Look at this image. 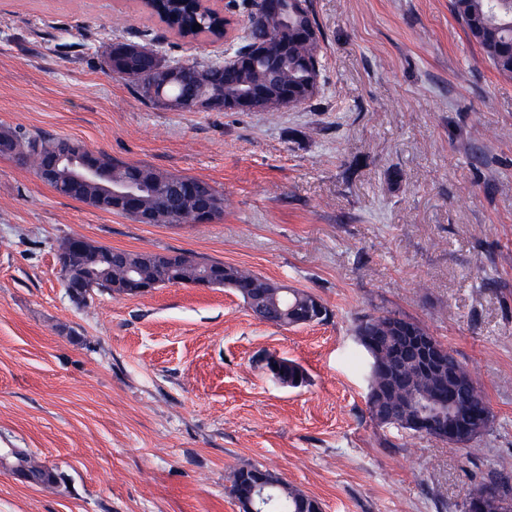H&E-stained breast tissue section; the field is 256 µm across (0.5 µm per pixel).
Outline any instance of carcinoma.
Instances as JSON below:
<instances>
[{
  "label": "carcinoma",
  "instance_id": "carcinoma-1",
  "mask_svg": "<svg viewBox=\"0 0 512 512\" xmlns=\"http://www.w3.org/2000/svg\"><path fill=\"white\" fill-rule=\"evenodd\" d=\"M288 3V23H281L267 13L265 0H243L247 13L244 44L235 50L253 58L251 65L237 66L228 61L190 64L185 74H174L152 67V53L141 52L133 63L118 61L110 70L130 79L140 97L155 105L162 97L169 101V109L195 112L201 98L225 100L241 92L260 88L264 91V112L281 109V94L297 97L299 105L312 101L319 91L320 61L319 34L308 0H285ZM152 6L164 14L168 24L187 34L196 27L209 29L217 20L198 9L193 0H154ZM451 8L467 34L479 47L484 57L501 75L512 76V27L504 19L512 18V0H452ZM19 137L30 144L26 166L39 172L52 163L54 149L63 142L59 137L21 133ZM95 160L112 168V173L134 183H144L146 196L140 203V214L150 217L154 224H191L194 221L196 199L183 195L177 201L169 193L184 182H193L206 196L211 208L224 213V194L209 182L187 176H176L153 167L127 165L115 162L104 153ZM60 194L87 203L97 209L112 212L93 185L63 186ZM76 264L105 271L103 285L116 295H136L143 288H155L167 283L187 284L199 278L206 268L186 261L183 255L166 261L161 254L147 251L115 250L80 241L75 254ZM223 270L217 279L224 287V279L234 282V290L245 297L265 287L267 279L249 276L235 266L209 262ZM316 299L307 291L293 289L282 302V309L291 306H315ZM354 333L358 345L367 356L368 391L366 406L369 418L380 427L382 412L390 411L397 418V427L415 436L436 437L439 427L425 423L410 402L427 391L453 393L454 411L450 422L459 430L482 428L487 432L493 424L488 402L469 371L442 345L438 357L445 367L441 375L423 372L417 361L414 335L428 330L420 322L396 312L382 311L357 317ZM0 465L22 471L29 479L43 484H54L57 477L52 470L37 462L24 448H7L0 456ZM267 480L276 485L268 492V512H321L320 503L288 485L269 470ZM250 473L238 469L233 473L231 494L237 500L246 497L252 489ZM495 488L492 495L483 494L479 487L466 493L461 512H512V484L506 479H491Z\"/></svg>",
  "mask_w": 512,
  "mask_h": 512
}]
</instances>
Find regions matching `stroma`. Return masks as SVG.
Instances as JSON below:
<instances>
[{"label":"stroma","instance_id":"stroma-1","mask_svg":"<svg viewBox=\"0 0 512 512\" xmlns=\"http://www.w3.org/2000/svg\"><path fill=\"white\" fill-rule=\"evenodd\" d=\"M319 94L267 112H176L96 54L148 33L187 64L239 47L190 42L141 0H0V129L203 179L211 224H141L58 194L0 155V448L61 481L0 467V512H239L234 471L269 469L322 512H461L512 480V77L451 0H310ZM184 253L313 293L324 323L256 320L227 288L168 284L73 301L57 246ZM419 321L471 373L494 416L469 449L378 427L357 316ZM300 365L286 387L265 354ZM0 464L12 470L23 471L35 483L54 484L57 482L53 471L37 462L25 448H5Z\"/></svg>","mask_w":512,"mask_h":512}]
</instances>
